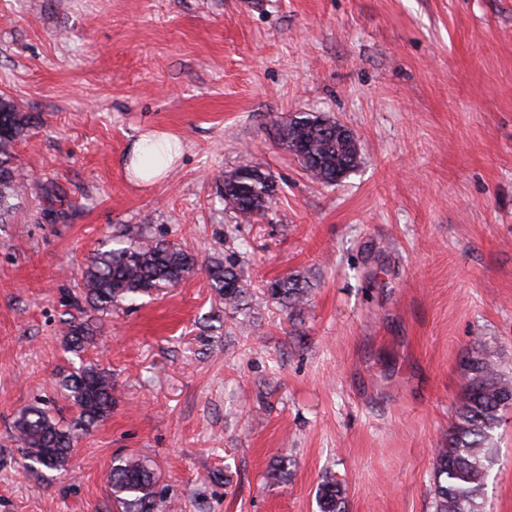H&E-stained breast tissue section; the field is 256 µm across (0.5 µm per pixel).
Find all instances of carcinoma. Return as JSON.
Instances as JSON below:
<instances>
[{
  "mask_svg": "<svg viewBox=\"0 0 512 512\" xmlns=\"http://www.w3.org/2000/svg\"><path fill=\"white\" fill-rule=\"evenodd\" d=\"M294 123L278 121L279 145L295 156L307 175L332 186L359 165L360 154L349 139L323 126L320 116L303 113ZM37 123L12 98L0 95V224H8L24 195L13 162L14 144ZM219 198L237 219L251 221L264 213L277 195L278 185L259 167L243 165L230 174ZM238 254L199 262L198 256L179 244L156 240L140 226H127L87 260L82 270L76 306L81 318L64 321L65 349L79 355L93 342L97 326L89 316L112 313L124 301L173 286L196 268H205L210 286L224 304L239 307L245 288L237 271ZM309 284L298 275H286L269 283V293L295 315L301 314L309 296ZM465 382L458 395L455 421L435 456V512H484V491L493 463V432L500 413L512 407V373L499 367L484 350L468 354L463 363ZM65 399L78 417L69 424L31 406L15 422L17 448L32 470L62 469L84 431L106 419L115 402L112 375L96 365L81 366L60 382ZM114 512H163V498L155 490V476L143 459L117 456L107 476ZM321 512H344L343 490L328 478L320 488Z\"/></svg>",
  "mask_w": 512,
  "mask_h": 512,
  "instance_id": "cac0c4a2",
  "label": "carcinoma"
}]
</instances>
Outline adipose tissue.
Here are the masks:
<instances>
[{"label": "adipose tissue", "mask_w": 512, "mask_h": 512, "mask_svg": "<svg viewBox=\"0 0 512 512\" xmlns=\"http://www.w3.org/2000/svg\"><path fill=\"white\" fill-rule=\"evenodd\" d=\"M181 154L178 139L154 129L141 132L126 155L125 171L129 182L140 188L152 186L166 175Z\"/></svg>", "instance_id": "obj_1"}]
</instances>
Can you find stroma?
Listing matches in <instances>:
<instances>
[{"instance_id": "stroma-1", "label": "stroma", "mask_w": 512, "mask_h": 512, "mask_svg": "<svg viewBox=\"0 0 512 512\" xmlns=\"http://www.w3.org/2000/svg\"><path fill=\"white\" fill-rule=\"evenodd\" d=\"M0 92L38 119L0 224V512H112L120 454L153 467L165 512H320L328 477L345 512H435L464 356L512 370V0H0ZM301 112L357 139L336 185L278 144ZM145 128L182 155L140 189L123 158ZM245 164L279 190L240 224L218 191ZM126 225L238 252L246 310L200 268L65 352L62 296ZM286 274L310 283L298 317L267 291ZM89 364L111 415L65 470L27 471L16 419L47 402L70 421L59 382ZM495 443L485 510L512 512V409Z\"/></svg>"}]
</instances>
